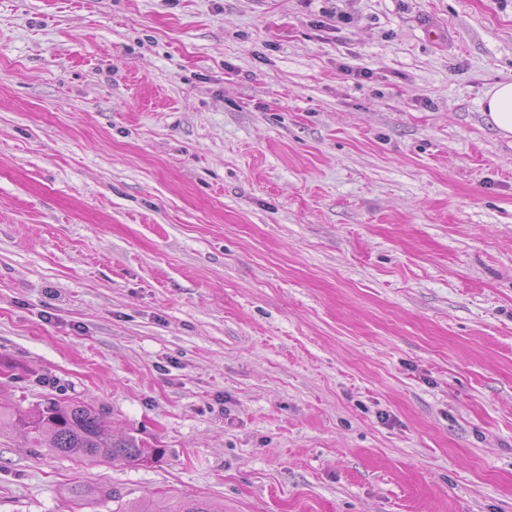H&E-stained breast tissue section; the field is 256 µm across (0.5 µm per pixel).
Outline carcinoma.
Listing matches in <instances>:
<instances>
[{
  "label": "carcinoma",
  "mask_w": 512,
  "mask_h": 512,
  "mask_svg": "<svg viewBox=\"0 0 512 512\" xmlns=\"http://www.w3.org/2000/svg\"><path fill=\"white\" fill-rule=\"evenodd\" d=\"M111 413L104 407L77 400L47 398L29 410L0 409V433L13 431L22 435L30 447L49 444L48 451L69 458H103L112 461H142L160 453L142 439L127 436L118 440L111 435ZM95 499L113 502L110 512H224L202 500H188L174 506L152 507L126 502L117 490L100 488Z\"/></svg>",
  "instance_id": "1"
}]
</instances>
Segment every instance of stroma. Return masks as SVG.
I'll use <instances>...</instances> for the list:
<instances>
[{"mask_svg": "<svg viewBox=\"0 0 512 512\" xmlns=\"http://www.w3.org/2000/svg\"><path fill=\"white\" fill-rule=\"evenodd\" d=\"M503 81L512 0H0V406L160 450L0 512H512ZM487 121L503 137L512 135V82L498 83L486 98ZM94 495L97 502L105 505L112 500V510H109L110 512H224V507L217 508L211 503L202 500L183 501L175 506H142L137 502L123 501L122 494L113 488L112 491L100 488ZM114 503L116 504L115 508H113Z\"/></svg>", "mask_w": 512, "mask_h": 512, "instance_id": "1", "label": "stroma"}]
</instances>
